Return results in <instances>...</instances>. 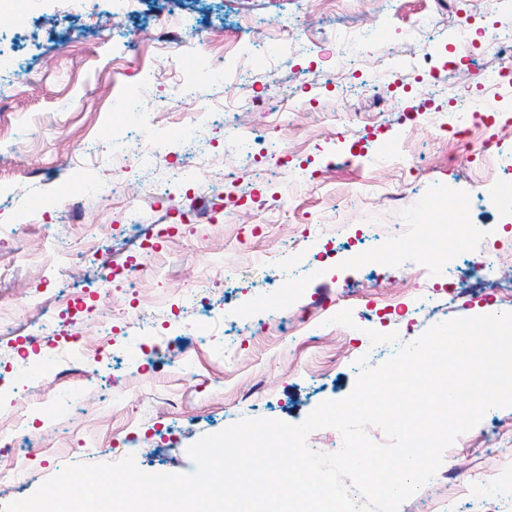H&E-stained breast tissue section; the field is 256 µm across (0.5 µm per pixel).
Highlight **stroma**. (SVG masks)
Returning <instances> with one entry per match:
<instances>
[{
	"mask_svg": "<svg viewBox=\"0 0 512 512\" xmlns=\"http://www.w3.org/2000/svg\"><path fill=\"white\" fill-rule=\"evenodd\" d=\"M424 19L412 42L398 31ZM177 22L186 40L204 39L208 58L240 69L239 82L197 57L170 58L158 35ZM288 34L269 38L270 22ZM386 35L388 69L358 55L352 32ZM341 44L323 61L311 45ZM448 14L434 0H28L22 15L0 19V324L33 320L35 290L52 297L58 334L28 341L0 335V504L30 496L64 466L113 463L134 455L146 473L190 474L187 449L243 418L301 423L321 402L351 391L366 359L377 366L430 326L455 317L512 312L499 282L512 280V215L456 200L488 175L512 180V80L494 49L476 42L469 61L449 73ZM435 67L426 74L424 55ZM204 83V96L187 85ZM497 105L482 132L496 144L494 170L440 138L454 98ZM261 100L240 120L224 104ZM290 105L273 129L269 113ZM199 134L180 133L189 114ZM157 142L148 171L113 167V151ZM223 194L226 216L182 225L187 175L197 159ZM118 182L120 198L96 197ZM298 189L291 203L281 194ZM403 203H395V196ZM138 200L129 216L125 202ZM472 225L471 252L498 260L487 282L446 289L449 225ZM111 220L96 264H44L55 236ZM137 223L136 234L124 231ZM172 225L150 273L136 287H81L103 266L140 260L139 241ZM416 252L380 257L392 232ZM138 304L142 318L105 335L100 322ZM297 316L281 331V308ZM388 307L387 319L362 323L358 309ZM79 315L83 345L109 356L85 375L37 378L36 397L13 390V360L62 345ZM29 435L23 457L9 444ZM512 407L494 408L454 443L435 479L399 512H512ZM497 475L493 495L475 502L459 487L475 471Z\"/></svg>",
	"mask_w": 512,
	"mask_h": 512,
	"instance_id": "1",
	"label": "stroma"
}]
</instances>
